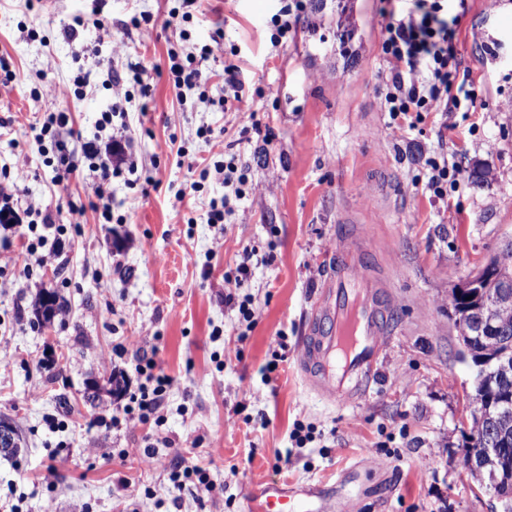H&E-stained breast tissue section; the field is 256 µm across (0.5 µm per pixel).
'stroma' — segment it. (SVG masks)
<instances>
[{"label": "stroma", "mask_w": 512, "mask_h": 512, "mask_svg": "<svg viewBox=\"0 0 512 512\" xmlns=\"http://www.w3.org/2000/svg\"><path fill=\"white\" fill-rule=\"evenodd\" d=\"M176 4L0 0V57L16 75L0 90V172L26 157L28 176L11 187L18 207L53 212L92 199L87 173L55 183L31 127L52 96L73 120L61 135L67 147L95 139L108 81L126 79L134 65L148 71L159 106L127 103L122 143L139 170L160 179L146 193L114 180L111 219L86 210L65 232L61 258L40 248L42 267L30 277L31 258L18 246L28 224L0 228V340L14 358L0 368V419L24 440L17 457H0V512H133L147 489L149 512H242L247 493L268 479L320 487L345 512H491L464 464L473 375L459 358L450 297L512 240V0H466L460 11L456 47L478 92L476 111L433 112L404 134L382 105V0H308L294 40L278 48L270 34L280 0H195L189 23H166ZM94 11L127 44L123 58L111 59L94 27L68 35L75 17ZM140 14L161 21L146 41L130 23ZM219 21L272 143L242 135L234 112L217 105L223 64L202 67L207 102L194 91L178 100L168 80V50L208 42ZM184 29L190 40L181 39ZM490 44L502 61L487 59ZM81 72L87 87L57 96ZM203 125L213 131L206 143L196 136ZM231 154L244 166L247 195L226 223L210 224L208 204L223 197V183L195 195L189 187ZM440 154L466 177L443 201L420 186ZM477 167L483 180L471 176ZM181 189L185 203L173 207ZM362 237L377 243L368 261L391 284L392 336L376 382L338 406L310 390L296 359L339 241ZM247 246L257 251L244 287L256 309L250 329L218 300ZM44 291L62 309L37 327L32 305ZM282 334L286 359L264 378ZM125 336L141 337L145 354L173 377L165 432L188 463L207 470L214 491L175 487L163 468L143 462L145 428L94 427L122 406L110 376L125 372L132 389L140 383L133 359L110 356ZM299 417L317 431L303 448L289 439ZM54 419L64 429L52 428ZM283 450L288 460H279Z\"/></svg>", "instance_id": "35a3bbf8"}]
</instances>
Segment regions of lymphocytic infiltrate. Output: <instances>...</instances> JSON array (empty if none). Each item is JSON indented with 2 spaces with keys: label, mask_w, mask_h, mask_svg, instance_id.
Wrapping results in <instances>:
<instances>
[{
  "label": "lymphocytic infiltrate",
  "mask_w": 512,
  "mask_h": 512,
  "mask_svg": "<svg viewBox=\"0 0 512 512\" xmlns=\"http://www.w3.org/2000/svg\"><path fill=\"white\" fill-rule=\"evenodd\" d=\"M413 5L405 11H397L394 4H387L383 16L387 21L385 37L381 45L385 63L387 91L384 108L389 113L395 130L414 129V114L421 112H472L477 106V93L472 84L460 77V60L455 46L459 17L454 14L448 0H412ZM226 53L222 32H215L209 42L197 51L186 54L176 51L168 54V76L176 90H197L199 99H207V86L202 83L203 63L224 62ZM224 95L221 99L225 109L236 112L242 124L243 133H255L264 142H272V129L262 128L255 119L256 113L248 103V96L237 77L234 64L224 63ZM131 94L112 99L108 110L102 112L98 121L99 131L108 132L110 158H102L96 142L81 143L78 150L57 158V177L64 180L81 170L93 175L94 200L91 206L69 203L70 218L83 215L86 209L101 211L104 218L112 216V181L124 172L126 159L123 146L109 130L115 118L125 115V105L132 94H139L146 102H153V87L149 75L140 68H132L128 77ZM238 171L237 156L214 161L205 168L199 181L193 182V192H203L204 181L208 178L233 185L234 196L221 201H210L207 221L211 224L224 223L234 207L233 200L243 199L246 191L234 186ZM253 249L244 248L243 259L233 272L224 276V304L237 309L239 319L246 325H254L255 308L250 295L243 288L251 277L250 260ZM141 382L132 392L121 414L106 418L99 417L97 426L114 429L122 426L149 429L148 437L161 444H169L164 433L165 400L173 387V378L164 373L156 361L142 359L135 366Z\"/></svg>",
  "instance_id": "f902f5d3"
}]
</instances>
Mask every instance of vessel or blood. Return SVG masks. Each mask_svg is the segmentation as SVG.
Here are the masks:
<instances>
[{
    "instance_id": "vessel-or-blood-1",
    "label": "vessel or blood",
    "mask_w": 512,
    "mask_h": 512,
    "mask_svg": "<svg viewBox=\"0 0 512 512\" xmlns=\"http://www.w3.org/2000/svg\"><path fill=\"white\" fill-rule=\"evenodd\" d=\"M389 306L383 275L365 264L362 251L339 248L334 272L315 300L318 321L303 336L298 356L302 376L321 398L349 404L370 388L390 336ZM247 503V512H334L336 507L313 487L292 490L275 480L249 494Z\"/></svg>"
}]
</instances>
